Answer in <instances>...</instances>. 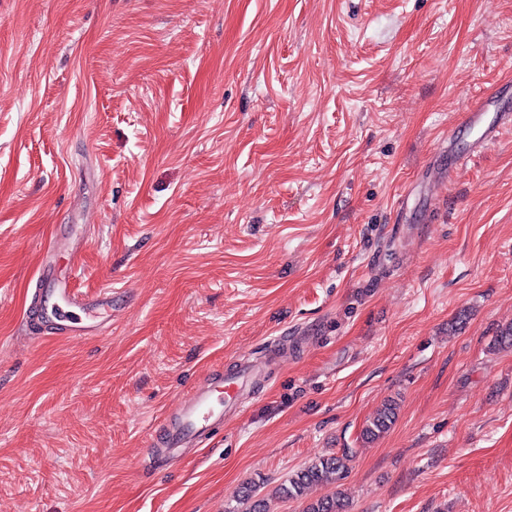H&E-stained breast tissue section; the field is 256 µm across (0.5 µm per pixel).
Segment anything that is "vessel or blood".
Here are the masks:
<instances>
[{"label":"vessel or blood","instance_id":"obj_1","mask_svg":"<svg viewBox=\"0 0 512 512\" xmlns=\"http://www.w3.org/2000/svg\"><path fill=\"white\" fill-rule=\"evenodd\" d=\"M492 100V95H485L472 104L464 116V127L476 133L472 147L477 152L493 140L499 128L489 112ZM37 273L41 287L35 293L32 309L43 326L55 329L58 336L67 339L103 334L104 324L72 320L66 312L70 309L111 311V289L103 288L91 295L80 293L72 278L60 275L47 253L43 254ZM250 377L251 372L246 368L228 374L220 369L208 372L160 422L150 442L153 455L170 461L179 458L184 449L200 445L206 434L222 425L227 412L240 402Z\"/></svg>","mask_w":512,"mask_h":512}]
</instances>
